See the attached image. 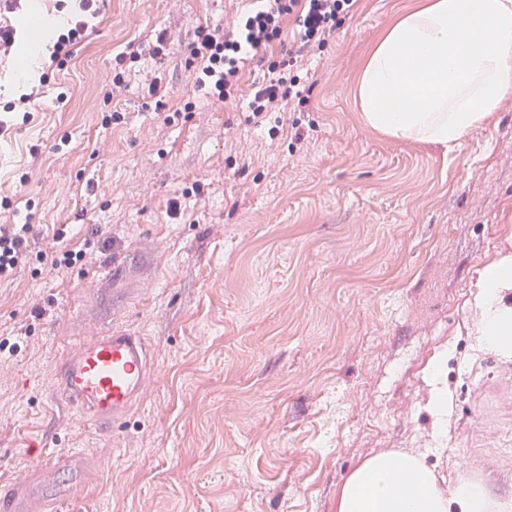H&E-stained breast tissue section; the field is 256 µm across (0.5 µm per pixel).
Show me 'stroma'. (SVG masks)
Masks as SVG:
<instances>
[{
	"mask_svg": "<svg viewBox=\"0 0 512 512\" xmlns=\"http://www.w3.org/2000/svg\"><path fill=\"white\" fill-rule=\"evenodd\" d=\"M419 2L360 0L307 61L298 124L258 127L247 103L266 69L247 64L223 103L186 66L195 28L240 0H99L72 59L42 51L28 79L31 18L52 42L76 4L0 15L18 39L0 55V225L34 227L0 281V484L35 441L93 461L62 512H336L350 472L390 450L422 454L442 489L512 496V360L473 334V285L512 249V96L450 150L371 129L356 100L371 48ZM131 43L139 59L117 65ZM73 249L86 265L52 269ZM90 318L144 337L157 368L119 425L57 394Z\"/></svg>",
	"mask_w": 512,
	"mask_h": 512,
	"instance_id": "obj_1",
	"label": "stroma"
}]
</instances>
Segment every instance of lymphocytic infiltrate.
Returning a JSON list of instances; mask_svg holds the SVG:
<instances>
[{
    "label": "lymphocytic infiltrate",
    "mask_w": 512,
    "mask_h": 512,
    "mask_svg": "<svg viewBox=\"0 0 512 512\" xmlns=\"http://www.w3.org/2000/svg\"><path fill=\"white\" fill-rule=\"evenodd\" d=\"M359 0H251L232 26L208 23L197 26L189 45V62L195 80L219 100L235 99L246 64L266 68L268 78L255 86L248 103L252 118L284 110L291 104L305 105L307 95L299 72L304 58L323 48L339 22L353 14ZM96 0H79V13L66 34L52 46L50 57L64 64L81 42L88 17L97 15ZM298 27L297 47L282 55L273 48L280 42L287 21ZM33 227L29 224L0 226V278L9 277L25 260Z\"/></svg>",
    "instance_id": "obj_1"
}]
</instances>
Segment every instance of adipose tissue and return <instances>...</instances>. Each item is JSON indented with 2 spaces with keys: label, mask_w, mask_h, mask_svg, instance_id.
I'll return each instance as SVG.
<instances>
[{
  "label": "adipose tissue",
  "mask_w": 512,
  "mask_h": 512,
  "mask_svg": "<svg viewBox=\"0 0 512 512\" xmlns=\"http://www.w3.org/2000/svg\"><path fill=\"white\" fill-rule=\"evenodd\" d=\"M365 124L389 137L453 147L512 95V0H421L375 43L357 80ZM475 333L512 357V253L475 284ZM336 512H512L484 485L443 491L423 455L381 452L341 486Z\"/></svg>",
  "instance_id": "obj_1"
}]
</instances>
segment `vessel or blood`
Masks as SVG:
<instances>
[{
  "label": "vessel or blood",
  "mask_w": 512,
  "mask_h": 512,
  "mask_svg": "<svg viewBox=\"0 0 512 512\" xmlns=\"http://www.w3.org/2000/svg\"><path fill=\"white\" fill-rule=\"evenodd\" d=\"M153 363L144 337L109 327H90L63 354L58 390L94 421H123L146 396ZM86 486L78 453L45 454L0 498V512H57Z\"/></svg>",
  "instance_id": "1"
}]
</instances>
